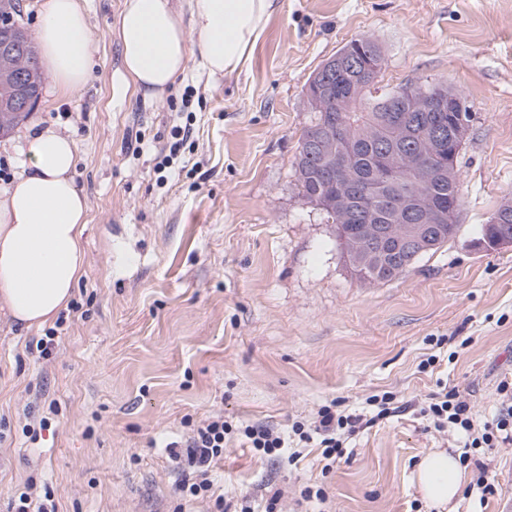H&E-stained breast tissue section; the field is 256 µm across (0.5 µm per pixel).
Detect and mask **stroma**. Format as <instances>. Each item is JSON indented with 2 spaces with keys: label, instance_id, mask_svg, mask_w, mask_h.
<instances>
[{
  "label": "stroma",
  "instance_id": "1",
  "mask_svg": "<svg viewBox=\"0 0 512 512\" xmlns=\"http://www.w3.org/2000/svg\"><path fill=\"white\" fill-rule=\"evenodd\" d=\"M80 3L87 82L61 96L45 77L29 118L0 137V195L29 135L52 124L74 139L88 199L86 271L51 356L37 349L44 330L0 307V512L28 484L52 488L58 512H216L175 491L166 447L190 425L220 413L287 432L331 402L354 410L386 392L407 410L353 436L330 472L317 443L291 466L233 437L215 491L234 508L277 488L283 512H435L412 474L428 452L461 447L423 414L430 395L457 389L490 420L512 383V244L477 245L512 200V0H276L240 73L193 60L158 98L121 81L112 30L125 0ZM361 37L382 48L380 86L440 81L469 114L456 235L372 285L295 177L306 83ZM185 125L191 138L170 153ZM475 454L502 493L461 495L453 512H512V445ZM315 484L325 503L301 500Z\"/></svg>",
  "mask_w": 512,
  "mask_h": 512
}]
</instances>
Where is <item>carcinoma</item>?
I'll return each mask as SVG.
<instances>
[{
  "label": "carcinoma",
  "mask_w": 512,
  "mask_h": 512,
  "mask_svg": "<svg viewBox=\"0 0 512 512\" xmlns=\"http://www.w3.org/2000/svg\"><path fill=\"white\" fill-rule=\"evenodd\" d=\"M379 51L381 48L374 41L357 38L343 45L337 54L350 52L362 58ZM29 62L35 74L31 96L37 98L44 83L37 50H31ZM377 77L376 71L345 72L334 77L335 93L330 97L321 93L309 104L313 118L303 130L306 134L317 128L325 134L341 120L350 123L349 136L333 139L331 149L332 154L345 156L349 182L361 191L353 193L347 187L349 182L330 176L327 163L309 159L302 146L295 166L302 196L336 224L337 237L350 266L357 278L368 284L400 276L422 255L442 247L458 230L451 217L438 225V232L419 241L407 223L396 216L397 200L406 198L413 204L425 200L444 212L460 202L458 172L450 178L426 172L432 154V147L425 141L426 129L441 116L443 84L427 81L412 85L409 91L404 87L381 91L376 87ZM415 98L429 100L432 108L415 111ZM386 156L401 161L399 178L391 183L382 177ZM329 198L342 199V206L333 211L327 209ZM358 224L378 225L384 233L383 247H354ZM507 233L512 235V222L486 224L481 241L492 249Z\"/></svg>",
  "instance_id": "carcinoma-1"
}]
</instances>
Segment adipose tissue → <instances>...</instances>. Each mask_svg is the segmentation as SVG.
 <instances>
[{
    "label": "adipose tissue",
    "mask_w": 512,
    "mask_h": 512,
    "mask_svg": "<svg viewBox=\"0 0 512 512\" xmlns=\"http://www.w3.org/2000/svg\"><path fill=\"white\" fill-rule=\"evenodd\" d=\"M197 44L189 46L169 0H126L114 30L122 79L144 97L161 95L191 56L208 73L231 75L247 63L274 0H189ZM37 32L42 62L65 95L92 68L91 39L79 0H42ZM73 139L47 125L30 135L27 162L0 195V304L25 329H39L66 310L84 275L88 205L71 171ZM469 474L458 457L428 453L413 481L422 499L446 512Z\"/></svg>",
    "instance_id": "ef3b65f1"
}]
</instances>
